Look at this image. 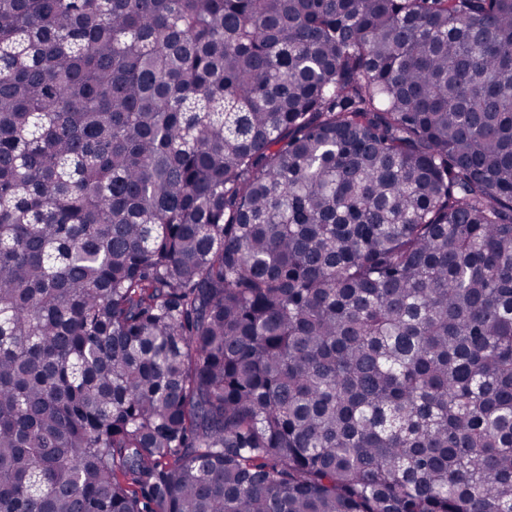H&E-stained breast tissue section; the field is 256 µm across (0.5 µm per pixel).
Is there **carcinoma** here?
<instances>
[{
	"label": "carcinoma",
	"mask_w": 512,
	"mask_h": 512,
	"mask_svg": "<svg viewBox=\"0 0 512 512\" xmlns=\"http://www.w3.org/2000/svg\"><path fill=\"white\" fill-rule=\"evenodd\" d=\"M0 512H512V0H0Z\"/></svg>",
	"instance_id": "obj_1"
}]
</instances>
